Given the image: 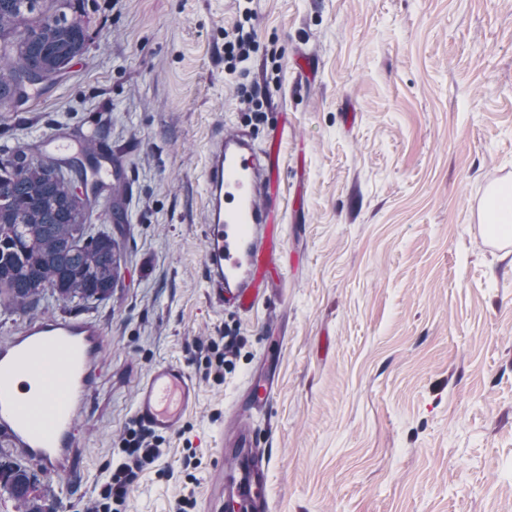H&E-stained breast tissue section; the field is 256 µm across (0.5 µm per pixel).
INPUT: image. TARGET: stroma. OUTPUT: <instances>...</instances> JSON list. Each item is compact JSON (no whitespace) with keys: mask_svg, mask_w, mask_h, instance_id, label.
Returning a JSON list of instances; mask_svg holds the SVG:
<instances>
[{"mask_svg":"<svg viewBox=\"0 0 512 512\" xmlns=\"http://www.w3.org/2000/svg\"><path fill=\"white\" fill-rule=\"evenodd\" d=\"M248 63L264 119L224 73L235 0H97L95 37L0 145L100 134L121 163L120 280L83 308L106 354L76 421L84 469L40 474L57 512L92 496L138 387L183 365L198 402L139 476L128 512H209L232 463L224 431L269 458L272 512H512V254L491 243L488 186L512 184V0H256ZM231 122L282 131L285 250L243 314L205 285L203 169ZM232 329L240 353L206 375L199 345ZM271 382L262 406L253 382ZM195 455V480L181 468Z\"/></svg>","mask_w":512,"mask_h":512,"instance_id":"obj_1","label":"stroma"}]
</instances>
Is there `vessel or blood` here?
<instances>
[{"instance_id":"b4317fda","label":"vessel or blood","mask_w":512,"mask_h":512,"mask_svg":"<svg viewBox=\"0 0 512 512\" xmlns=\"http://www.w3.org/2000/svg\"><path fill=\"white\" fill-rule=\"evenodd\" d=\"M279 167L252 134L222 125L212 137L203 171L207 286L216 303L247 313L268 286V273L284 250L271 224L268 185ZM103 347L92 320L34 318L0 345V441L43 471L82 470L74 424L92 389L91 367ZM198 391L175 363L155 365L139 387L136 418L160 435L173 433L195 407ZM238 453L222 512H269V462L250 430L237 429Z\"/></svg>"}]
</instances>
